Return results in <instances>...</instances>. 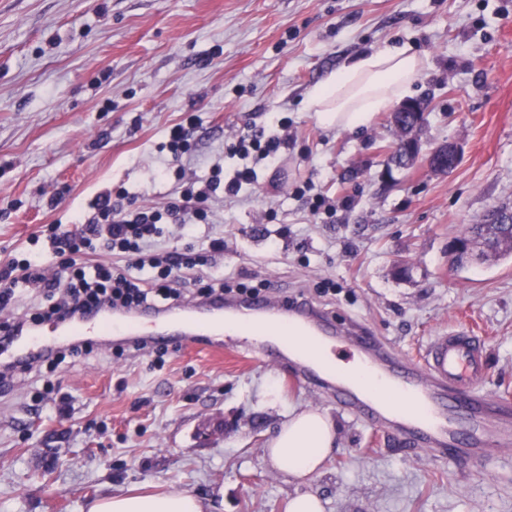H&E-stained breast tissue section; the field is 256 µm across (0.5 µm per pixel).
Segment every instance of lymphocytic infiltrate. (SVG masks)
I'll return each instance as SVG.
<instances>
[{"mask_svg": "<svg viewBox=\"0 0 512 512\" xmlns=\"http://www.w3.org/2000/svg\"><path fill=\"white\" fill-rule=\"evenodd\" d=\"M284 143V138L264 129L251 130L232 148L241 164L228 183L216 176L191 182L182 188L178 201L163 211L151 207L127 211L113 201L111 192L101 193L92 215L77 212L69 223L47 225L46 250L0 270V310L14 306L31 288L39 290L42 301L23 315V322L30 325L102 307L125 312L159 310L179 298L182 283L192 284L201 298L217 294L224 288V271L217 267L214 255L223 251V239L182 253H157L153 246L166 225L187 233L193 225L208 223L216 191L234 197L254 186L257 175L248 158L276 164ZM92 254L98 255V262H89Z\"/></svg>", "mask_w": 512, "mask_h": 512, "instance_id": "f902f5d3", "label": "lymphocytic infiltrate"}]
</instances>
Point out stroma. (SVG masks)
Returning a JSON list of instances; mask_svg holds the SVG:
<instances>
[{
  "label": "stroma",
  "mask_w": 512,
  "mask_h": 512,
  "mask_svg": "<svg viewBox=\"0 0 512 512\" xmlns=\"http://www.w3.org/2000/svg\"><path fill=\"white\" fill-rule=\"evenodd\" d=\"M392 45L423 60L422 149L462 148L449 174L387 172L388 113L348 132L306 108L350 59ZM188 113L194 150L175 161L162 146ZM275 115L288 121L279 163H258L254 188L217 192L210 223L160 247L223 238L230 288L308 300L409 357L471 328L487 343V391L512 401V260L448 264L466 225L512 206V0H0V267L103 190L162 208L183 184L229 180V146ZM303 187L324 199L318 214ZM152 360L103 347L60 366L64 412L35 403L33 380L0 393V512H84L132 490L190 492L205 512H288L300 492L323 512H512V452L468 467L408 453L285 365L183 342ZM298 408L339 432L303 481L265 459Z\"/></svg>",
  "instance_id": "35a3bbf8"
}]
</instances>
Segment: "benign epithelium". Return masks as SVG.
<instances>
[{
	"mask_svg": "<svg viewBox=\"0 0 512 512\" xmlns=\"http://www.w3.org/2000/svg\"><path fill=\"white\" fill-rule=\"evenodd\" d=\"M425 104L415 100L400 103L392 113V124L397 137L392 143L389 157V169L404 170L423 162L436 174H446L460 162L461 151L452 143H441L432 148L427 155L421 154V147L414 131L422 123Z\"/></svg>",
	"mask_w": 512,
	"mask_h": 512,
	"instance_id": "obj_1",
	"label": "benign epithelium"
}]
</instances>
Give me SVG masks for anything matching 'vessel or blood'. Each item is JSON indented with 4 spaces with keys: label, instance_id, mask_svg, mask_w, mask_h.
Masks as SVG:
<instances>
[{
    "label": "vessel or blood",
    "instance_id": "obj_1",
    "mask_svg": "<svg viewBox=\"0 0 512 512\" xmlns=\"http://www.w3.org/2000/svg\"><path fill=\"white\" fill-rule=\"evenodd\" d=\"M285 330L313 341L317 353L294 351L281 337ZM352 335L341 339L326 312L295 300L179 303L160 312L101 309L0 335V367L23 366L73 339L90 346L109 339L149 346L181 340L213 352L240 351L272 365L292 361L297 380L328 392L363 421L397 432L414 450L435 458L477 464L512 448V407L484 389L489 362L482 338L462 328L432 337L418 356L406 358L362 323H353ZM324 350L356 361L361 372L398 398V405L327 369L320 356Z\"/></svg>",
    "mask_w": 512,
    "mask_h": 512
}]
</instances>
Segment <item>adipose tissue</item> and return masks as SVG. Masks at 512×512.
Returning a JSON list of instances; mask_svg holds the SVG:
<instances>
[{
  "label": "adipose tissue",
  "instance_id": "1",
  "mask_svg": "<svg viewBox=\"0 0 512 512\" xmlns=\"http://www.w3.org/2000/svg\"><path fill=\"white\" fill-rule=\"evenodd\" d=\"M422 67L417 53L388 46L355 58L330 75L312 93L307 109L328 128L354 130L370 122L410 92ZM337 431L328 415L317 409L292 412L269 442L267 457L275 467L303 480L317 475L336 446ZM189 492L125 493L92 500L87 512H203Z\"/></svg>",
  "mask_w": 512,
  "mask_h": 512
}]
</instances>
